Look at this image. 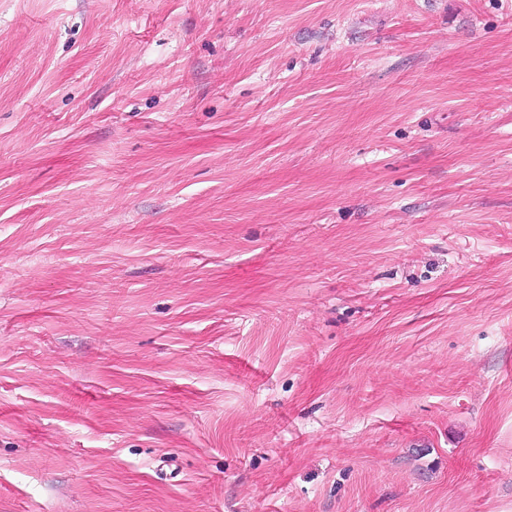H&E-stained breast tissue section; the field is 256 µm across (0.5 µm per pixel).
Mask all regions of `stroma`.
<instances>
[{"instance_id": "stroma-1", "label": "stroma", "mask_w": 512, "mask_h": 512, "mask_svg": "<svg viewBox=\"0 0 512 512\" xmlns=\"http://www.w3.org/2000/svg\"><path fill=\"white\" fill-rule=\"evenodd\" d=\"M0 512H512V0H0Z\"/></svg>"}]
</instances>
